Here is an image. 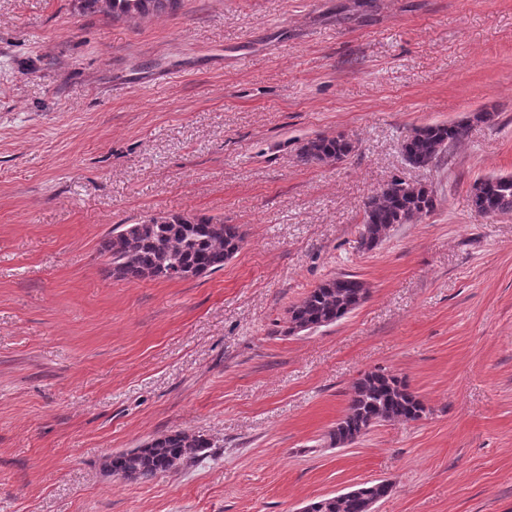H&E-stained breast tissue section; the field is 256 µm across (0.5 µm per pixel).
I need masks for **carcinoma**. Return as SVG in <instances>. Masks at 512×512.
<instances>
[{
    "instance_id": "obj_1",
    "label": "carcinoma",
    "mask_w": 512,
    "mask_h": 512,
    "mask_svg": "<svg viewBox=\"0 0 512 512\" xmlns=\"http://www.w3.org/2000/svg\"><path fill=\"white\" fill-rule=\"evenodd\" d=\"M179 0H83L85 14L103 13L129 19L162 13ZM492 125L496 113L477 112L473 119L454 123H429L412 128L403 137L405 161L415 168L435 166L450 148L465 141L471 121ZM354 149L342 136H317L304 142L299 159L305 165L331 163L348 157ZM471 203L484 216L512 213V174L482 177L471 186ZM435 208L433 192L426 186L394 178L365 204L358 244L364 251L380 245L397 224H410ZM243 242L240 227L216 216L172 215L165 223L146 219L114 229L99 246L107 268L120 280H176L192 272L198 276L224 269ZM369 296L367 283L353 273H340L310 289L288 310L292 326L309 330L336 323L356 310ZM425 406L405 382L382 370L364 374L354 384L343 414L329 431L334 442L356 437L383 422L417 421ZM211 447L208 439L185 430L162 434L146 445L112 455L107 467L129 482H146L168 473L183 460L196 458ZM321 512H362L355 498L324 497Z\"/></svg>"
}]
</instances>
